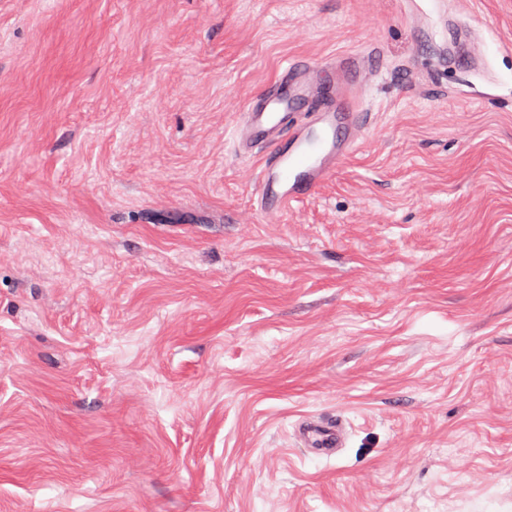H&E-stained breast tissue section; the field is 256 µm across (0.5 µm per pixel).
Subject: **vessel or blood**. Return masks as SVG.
<instances>
[{
    "label": "vessel or blood",
    "instance_id": "1",
    "mask_svg": "<svg viewBox=\"0 0 512 512\" xmlns=\"http://www.w3.org/2000/svg\"><path fill=\"white\" fill-rule=\"evenodd\" d=\"M364 72L339 57L322 65L292 61L256 92L233 121L234 151L258 161L253 210L279 221L308 198L353 154L366 133L358 104ZM303 446L320 458L337 457L347 430L340 418H305Z\"/></svg>",
    "mask_w": 512,
    "mask_h": 512
}]
</instances>
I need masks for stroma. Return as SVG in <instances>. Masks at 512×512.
Instances as JSON below:
<instances>
[{"label": "stroma", "instance_id": "obj_1", "mask_svg": "<svg viewBox=\"0 0 512 512\" xmlns=\"http://www.w3.org/2000/svg\"><path fill=\"white\" fill-rule=\"evenodd\" d=\"M372 51L243 225L234 113ZM0 512H512V0H0ZM363 80L360 63L348 57L320 66L292 61L236 112L234 151L258 160L253 212L279 221L358 149L366 133L357 102ZM303 446L320 458H335L345 448L347 430L340 418L315 420L303 418L299 424Z\"/></svg>", "mask_w": 512, "mask_h": 512}]
</instances>
